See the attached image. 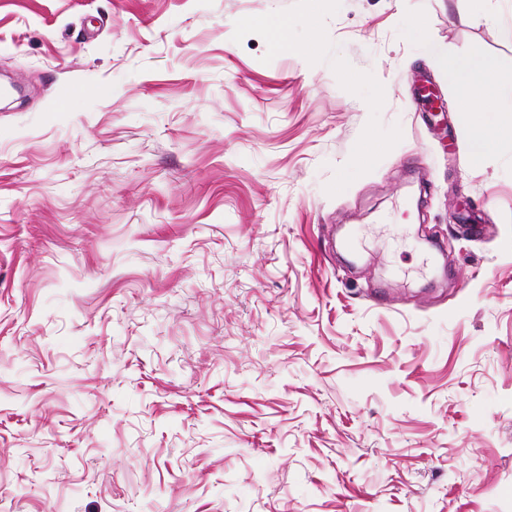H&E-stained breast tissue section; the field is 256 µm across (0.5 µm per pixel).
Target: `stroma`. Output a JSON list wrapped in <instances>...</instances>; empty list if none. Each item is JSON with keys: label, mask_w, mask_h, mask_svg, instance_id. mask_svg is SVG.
I'll return each instance as SVG.
<instances>
[{"label": "stroma", "mask_w": 512, "mask_h": 512, "mask_svg": "<svg viewBox=\"0 0 512 512\" xmlns=\"http://www.w3.org/2000/svg\"><path fill=\"white\" fill-rule=\"evenodd\" d=\"M509 24L0 0V512H512ZM433 53L448 76L457 103L480 110L484 97L500 101V106L486 111L496 112L490 113L492 117L470 126V159L477 161L497 137L512 130V85L503 87L494 81L496 62L493 58Z\"/></svg>", "instance_id": "1"}]
</instances>
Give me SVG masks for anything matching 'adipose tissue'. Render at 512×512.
I'll return each mask as SVG.
<instances>
[{"label":"adipose tissue","instance_id":"1","mask_svg":"<svg viewBox=\"0 0 512 512\" xmlns=\"http://www.w3.org/2000/svg\"><path fill=\"white\" fill-rule=\"evenodd\" d=\"M457 103L481 109L484 99L496 100L492 117L479 120L470 129V158L479 160L491 143L503 132L512 130V86L496 83V62L490 57L439 55Z\"/></svg>","mask_w":512,"mask_h":512}]
</instances>
